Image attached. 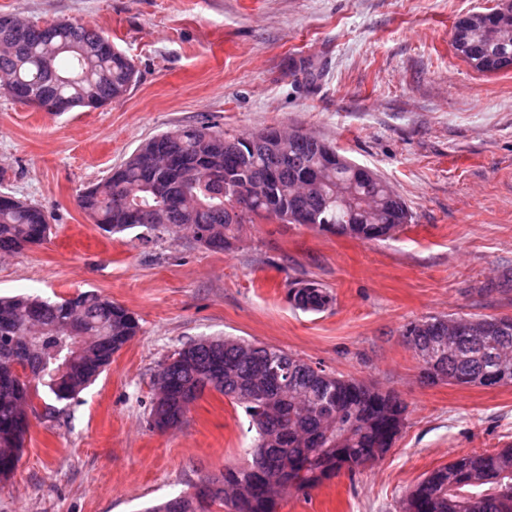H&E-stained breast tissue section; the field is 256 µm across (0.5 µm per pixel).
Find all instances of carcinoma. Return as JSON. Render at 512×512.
<instances>
[{"instance_id": "obj_1", "label": "carcinoma", "mask_w": 512, "mask_h": 512, "mask_svg": "<svg viewBox=\"0 0 512 512\" xmlns=\"http://www.w3.org/2000/svg\"><path fill=\"white\" fill-rule=\"evenodd\" d=\"M493 8L475 25H455L451 44L476 71L512 68V37L500 35ZM14 84L12 99L39 100L45 111L96 109L122 99L137 79L133 61L103 31L87 24L0 20V73ZM276 128L230 137L215 123L189 125L143 143L101 182L78 194L79 207L108 234L142 228L148 234L204 232L198 243L222 252L244 224L288 215L298 206L320 214L316 227L362 241L390 237L411 222L402 198L376 173L358 170L336 146L302 140L288 155L273 150ZM317 170L322 193L297 195L300 179ZM256 186L249 198L227 181ZM50 220L40 207L0 193V252L42 243ZM292 306L322 312L333 303L315 282L288 290ZM86 337L69 347L66 329ZM140 330L138 317L94 291L57 301L37 296L0 298V481L19 461L33 399L45 387L58 402L74 399L112 363ZM32 336L34 381L7 370V338ZM405 341L419 354L431 383L484 387L512 385V317L452 315L412 321ZM153 375L156 389L148 424L179 427L189 404L213 390L240 406L256 436L243 466L226 465L208 482L224 485L207 497L178 495L145 512H278L285 493L305 492L346 471L353 475L382 459L404 425L406 406L392 391L345 378L284 349L234 338L193 341L174 350ZM399 512H512V446L456 456L433 469L402 498Z\"/></svg>"}]
</instances>
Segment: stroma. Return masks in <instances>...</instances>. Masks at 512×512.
Returning a JSON list of instances; mask_svg holds the SVG:
<instances>
[{"label": "stroma", "mask_w": 512, "mask_h": 512, "mask_svg": "<svg viewBox=\"0 0 512 512\" xmlns=\"http://www.w3.org/2000/svg\"><path fill=\"white\" fill-rule=\"evenodd\" d=\"M500 0H0V14L70 19L109 34L138 80L62 114L0 94V192L41 207V245L0 255V296L95 290L141 330L74 400L43 395L0 512H143L247 461L243 408L215 391L181 427L147 420L151 377L183 344L232 336L394 391L390 451L356 475L289 492L279 512H398L455 456L512 446V385L425 382L402 333L429 316H512V70L483 74L451 46L454 22ZM210 119L226 135L294 128L385 180L412 220L360 241L304 224L244 225L227 250L188 235L108 236L79 208L152 136ZM328 288L304 313L292 284ZM298 285L288 290V299L294 308L304 312H322L333 303L330 291L316 282Z\"/></svg>", "instance_id": "stroma-1"}]
</instances>
